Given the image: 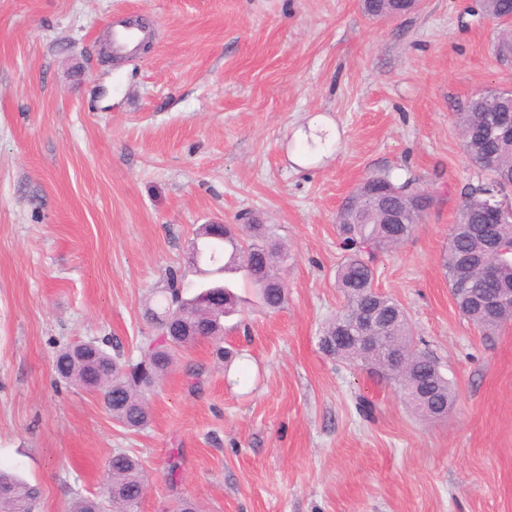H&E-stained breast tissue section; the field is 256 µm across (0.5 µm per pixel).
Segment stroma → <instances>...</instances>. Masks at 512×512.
<instances>
[{"label": "stroma", "mask_w": 512, "mask_h": 512, "mask_svg": "<svg viewBox=\"0 0 512 512\" xmlns=\"http://www.w3.org/2000/svg\"><path fill=\"white\" fill-rule=\"evenodd\" d=\"M128 16L149 49L106 58ZM500 29L481 0L392 21L359 0H0V464L38 487L34 512L101 494L120 450L146 467L139 512H512V321L480 331L441 267L478 181L456 115L512 90ZM316 117L336 136L312 153ZM385 170L434 196L373 266L454 386L440 419L317 346L345 304L336 213ZM254 216L288 247L287 301L238 286L231 365L197 344L137 432L57 383L65 342L111 337L138 360L195 229Z\"/></svg>", "instance_id": "stroma-1"}]
</instances>
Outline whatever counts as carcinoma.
I'll return each instance as SVG.
<instances>
[{"label":"carcinoma","mask_w":512,"mask_h":512,"mask_svg":"<svg viewBox=\"0 0 512 512\" xmlns=\"http://www.w3.org/2000/svg\"><path fill=\"white\" fill-rule=\"evenodd\" d=\"M363 12L373 18L386 11L402 12L403 0H363ZM484 9L493 19L512 11V0H486ZM498 54L512 58V29L498 36ZM484 99L476 95L467 108L457 113V125L464 151L472 165L485 173L486 180L464 193L459 220L452 226L448 249L441 262L455 304L461 314L476 326L492 331L512 321V300L491 312L478 299L491 293L480 269V257L495 256L497 287L512 289V214L491 216L488 203L495 196L505 201L512 191V145L494 138L483 120ZM498 154L497 164L489 168L485 158ZM433 203L432 195L413 183L398 184L390 172L373 173L345 199L336 215L342 247L347 255L337 270V287L346 305L330 320L318 337V346L328 356L360 362L380 371L377 357L359 354L349 343L350 328L369 301L391 322V341L405 349L401 371L389 373L398 388L412 380L417 386L410 401L415 413H446L456 399L455 390L438 363L413 345L408 321L401 306L391 297L374 290L373 255L392 252L412 234L422 213ZM391 210L402 213L403 223L386 224ZM192 254L198 264V282H187L181 271L171 269L166 287L158 291L155 304L145 311L151 333L144 337L142 355L132 363L124 360L109 339L65 343L58 350L57 374L69 385L99 394L112 419L123 428L139 431L150 422L151 412L145 391L160 383L173 368L177 356L202 341L215 345L219 359L229 362L231 352L221 346L224 318L239 312V299L228 281L217 272H240L254 288L261 302L278 309L286 302V286L280 269L288 262V248L265 224H202L192 238ZM104 496H77L69 512H138L145 489L141 460L125 451L112 455ZM38 489L16 469L0 466V512H34Z\"/></svg>","instance_id":"carcinoma-1"}]
</instances>
